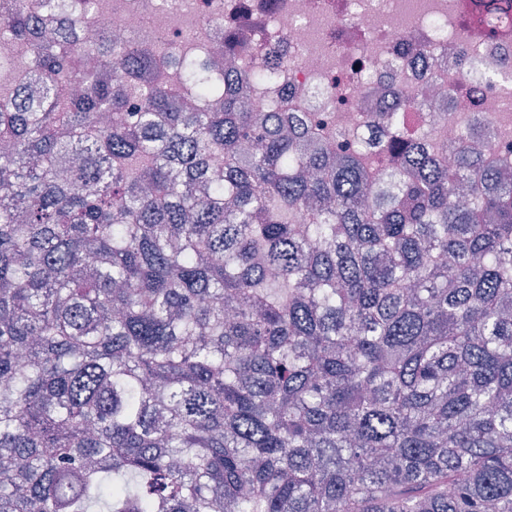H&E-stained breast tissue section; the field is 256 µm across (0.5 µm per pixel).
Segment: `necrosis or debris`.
Returning a JSON list of instances; mask_svg holds the SVG:
<instances>
[{
  "label": "necrosis or debris",
  "instance_id": "4bbe7bcc",
  "mask_svg": "<svg viewBox=\"0 0 512 512\" xmlns=\"http://www.w3.org/2000/svg\"><path fill=\"white\" fill-rule=\"evenodd\" d=\"M470 0H39L43 25L90 15L121 43L198 49L234 35L240 65L262 74L253 111L314 112L374 138L371 112H434V144L453 155L459 126L486 121L512 158V17L496 38L468 20Z\"/></svg>",
  "mask_w": 512,
  "mask_h": 512
}]
</instances>
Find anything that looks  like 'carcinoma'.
<instances>
[{
    "label": "carcinoma",
    "instance_id": "carcinoma-1",
    "mask_svg": "<svg viewBox=\"0 0 512 512\" xmlns=\"http://www.w3.org/2000/svg\"><path fill=\"white\" fill-rule=\"evenodd\" d=\"M0 13V512H512V179L400 112L330 153L250 75ZM32 39L28 53L12 45ZM224 154V170L209 157Z\"/></svg>",
    "mask_w": 512,
    "mask_h": 512
}]
</instances>
